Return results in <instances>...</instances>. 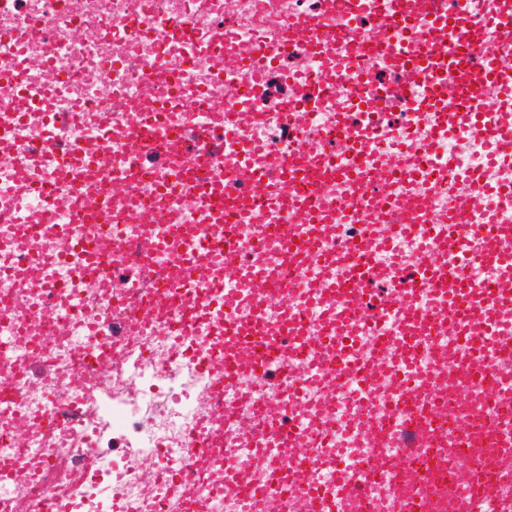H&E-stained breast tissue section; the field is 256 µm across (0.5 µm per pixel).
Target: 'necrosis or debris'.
<instances>
[{
	"mask_svg": "<svg viewBox=\"0 0 512 512\" xmlns=\"http://www.w3.org/2000/svg\"><path fill=\"white\" fill-rule=\"evenodd\" d=\"M400 10L404 25L386 27ZM460 12L483 55L499 53L475 0H0V106L19 111L0 156V512H304V493L341 472L368 512H395L397 486L431 466L395 462L402 375L410 407L478 438L512 433V406L488 403L512 393V354L487 357L472 327L439 320L432 289L400 291L440 246L446 273L492 285L498 260L473 251L512 225V162L490 137L512 104L440 124L405 52L417 15L439 47ZM72 141L95 159L80 193L59 171ZM310 150L328 181L267 197L270 158ZM32 185L65 231L37 228ZM282 224L317 225L314 253L290 257L272 237ZM362 224L364 256L344 249ZM146 232L182 256L128 251ZM364 259L398 307L341 321L336 289ZM256 310L295 343L268 379L243 350L230 381L223 362L202 369L200 342ZM333 332L352 372L328 363ZM448 468L479 512H504L478 489L512 487V468L475 447Z\"/></svg>",
	"mask_w": 512,
	"mask_h": 512,
	"instance_id": "4bbe7bcc",
	"label": "necrosis or debris"
}]
</instances>
